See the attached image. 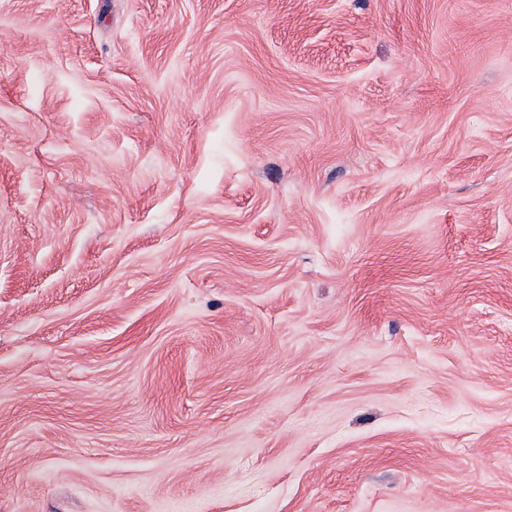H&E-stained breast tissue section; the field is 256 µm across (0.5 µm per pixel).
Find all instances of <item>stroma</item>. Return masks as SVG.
<instances>
[{
    "mask_svg": "<svg viewBox=\"0 0 512 512\" xmlns=\"http://www.w3.org/2000/svg\"><path fill=\"white\" fill-rule=\"evenodd\" d=\"M0 512H512V0H0Z\"/></svg>",
    "mask_w": 512,
    "mask_h": 512,
    "instance_id": "obj_1",
    "label": "stroma"
}]
</instances>
